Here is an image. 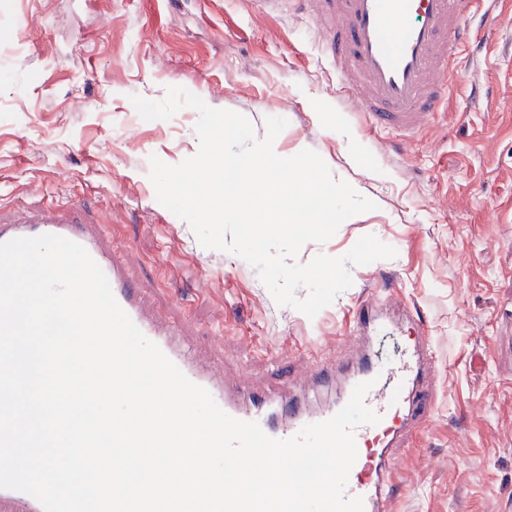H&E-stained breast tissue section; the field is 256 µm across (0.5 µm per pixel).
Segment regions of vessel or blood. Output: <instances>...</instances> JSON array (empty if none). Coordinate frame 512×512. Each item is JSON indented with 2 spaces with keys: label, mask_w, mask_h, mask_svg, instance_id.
Listing matches in <instances>:
<instances>
[{
  "label": "vessel or blood",
  "mask_w": 512,
  "mask_h": 512,
  "mask_svg": "<svg viewBox=\"0 0 512 512\" xmlns=\"http://www.w3.org/2000/svg\"><path fill=\"white\" fill-rule=\"evenodd\" d=\"M268 10L295 6L306 9L336 69L337 92L343 107L362 113L375 129L397 132L412 140L434 120L451 87L467 72V56L481 51L495 35L489 25L490 0H261ZM51 234L82 246L106 275L118 304L146 338L154 342L193 383L207 389L229 415L258 422L276 439L295 435L304 425L334 415L350 399L354 387L372 381L365 402L380 421L355 432L357 460L346 486L347 495L364 499L365 512H395L398 469L396 450L406 431L419 426L433 411L438 391L429 377L436 353L422 315L396 301L395 294L359 302L348 316L349 334L369 336L394 320L410 325L415 335L399 359H363L324 406L296 405L281 409L271 396L241 402L227 391L220 370L197 366L184 346L178 324L150 316L146 291L123 266L124 247L105 243L89 214L77 206H18L0 218V243ZM333 354L317 357L310 385L336 378ZM0 512H44L26 493L0 489Z\"/></svg>",
  "instance_id": "vessel-or-blood-1"
}]
</instances>
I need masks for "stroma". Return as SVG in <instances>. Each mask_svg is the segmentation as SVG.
I'll use <instances>...</instances> for the list:
<instances>
[{
	"instance_id": "35a3bbf8",
	"label": "stroma",
	"mask_w": 512,
	"mask_h": 512,
	"mask_svg": "<svg viewBox=\"0 0 512 512\" xmlns=\"http://www.w3.org/2000/svg\"><path fill=\"white\" fill-rule=\"evenodd\" d=\"M434 123L405 143L336 106L323 38L303 13L257 0H0V210L78 204L126 247L153 311L181 322L205 364L284 402L310 353L346 335L352 305L382 292L425 315L439 399L402 450L400 512H512V68H470ZM171 86L245 116L257 137L283 117L279 148L316 151L374 210L295 261L339 257L363 235L395 258L351 267L315 318L277 305L239 256L204 248L159 203L150 156L195 155L199 114L144 120L132 96Z\"/></svg>"
}]
</instances>
